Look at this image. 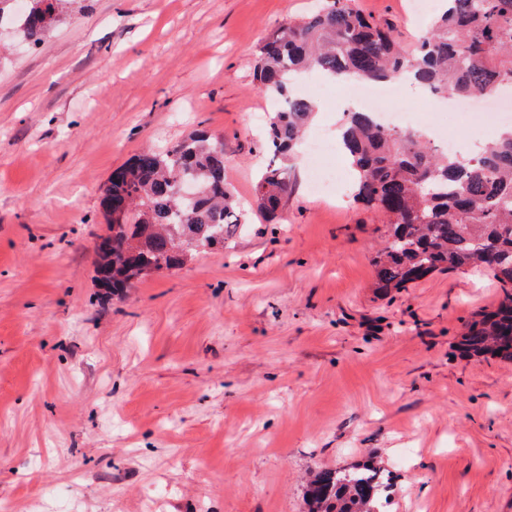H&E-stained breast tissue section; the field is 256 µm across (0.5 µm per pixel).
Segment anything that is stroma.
I'll return each instance as SVG.
<instances>
[{
	"label": "stroma",
	"instance_id": "35a3bbf8",
	"mask_svg": "<svg viewBox=\"0 0 512 512\" xmlns=\"http://www.w3.org/2000/svg\"><path fill=\"white\" fill-rule=\"evenodd\" d=\"M408 0H355L426 27ZM320 0H76L43 45L0 11V506L306 512L311 472L371 458L392 512H512V364L461 357L503 292L483 269L377 292L378 215L312 197L304 152L276 218L261 41ZM224 144L244 224L122 297L95 282L113 168L194 131Z\"/></svg>",
	"mask_w": 512,
	"mask_h": 512
}]
</instances>
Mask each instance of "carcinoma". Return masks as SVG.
Returning a JSON list of instances; mask_svg holds the SVG:
<instances>
[{
    "mask_svg": "<svg viewBox=\"0 0 512 512\" xmlns=\"http://www.w3.org/2000/svg\"><path fill=\"white\" fill-rule=\"evenodd\" d=\"M23 36L34 46L63 0H27ZM430 30L406 49L392 20L362 14L352 0H322L307 17L282 22L260 45L254 79L282 103L266 127L273 160L255 186L261 210L275 214L291 190L282 163L294 152L314 103L298 97L294 76L316 70L342 81L386 82L408 72L426 92L460 98L512 86V0H444ZM340 140L352 170L354 200L385 217L386 234L371 258L376 288L400 290L448 269L484 265L500 284L496 308L468 322L458 341L466 357L512 363V129L482 150L440 152L424 136L403 134L374 113H343ZM180 180L197 197L183 201ZM108 224L98 245L96 281L120 295L147 269L184 264L177 240L224 246V226L242 223L224 179V144L193 133L165 151L151 148L114 168L101 196ZM381 466L372 461L321 469L308 482V512H386Z\"/></svg>",
    "mask_w": 512,
    "mask_h": 512,
    "instance_id": "cac0c4a2",
    "label": "carcinoma"
}]
</instances>
